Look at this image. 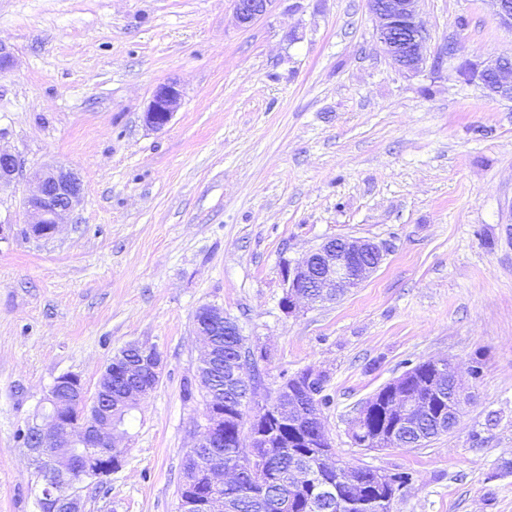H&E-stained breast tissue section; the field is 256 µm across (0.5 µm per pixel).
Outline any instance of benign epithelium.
<instances>
[{"label":"benign epithelium","instance_id":"benign-epithelium-1","mask_svg":"<svg viewBox=\"0 0 512 512\" xmlns=\"http://www.w3.org/2000/svg\"><path fill=\"white\" fill-rule=\"evenodd\" d=\"M238 22L247 26L266 14L274 0H233ZM419 0H366L374 26V37L382 46L394 67L407 74L423 69L427 61V34L421 20L417 3ZM500 24L512 31V0H487ZM466 68L480 77V85L489 94L512 101V55L498 56L479 63H466ZM182 91L175 83L159 86L144 112L146 125L161 130L171 121L181 104ZM20 169L15 154L0 148V187L13 181ZM32 190L23 202L29 234L36 239L54 236L80 204L82 183L71 171L62 168H42L31 174ZM385 251L382 246L368 240L348 237H332L325 240L301 260L284 267L283 280L285 295L288 296L286 311L292 313L302 301L311 303L334 301L348 289L354 288L367 279L382 263ZM196 334L203 339V350L199 360L212 361L219 352L212 330L230 327L231 321L224 309L216 305H204L196 311L194 318ZM135 357L123 360L121 369L128 385L123 389V399L130 405H138L154 389L146 386L142 377L147 375L159 380L162 374V355L157 347L144 343H132ZM225 366L231 372V380L247 389L254 397L262 386L255 377L254 368L246 365L242 358H232ZM316 374L304 371L285 377L262 406L276 414L288 411V422L296 427L311 426L317 442L322 448L332 447L325 430L322 414L315 399L314 381ZM403 377L390 382L389 393L394 396L402 419L395 423L379 447L397 449L404 447V432L413 427L419 416L420 402L402 392ZM112 391V365H107L98 380L93 405H87L86 391L79 375L66 373L57 377L49 388L45 402L50 405L47 413H40L39 420L29 424L36 433L39 447L27 452L36 456L41 446L50 445L68 451L92 448L93 458L76 470L71 479V488L57 493H44L48 512H80V485L91 480L98 484L107 483L117 472L114 464L122 460V453L116 446V425L106 417L103 410L105 399ZM438 395L448 404V420L443 431L450 433L457 427L463 406L468 402L469 393L454 381L448 392H443V383H438ZM224 427V411L218 402L210 403L205 423L200 426L196 442L188 455L187 470L203 469L211 494L200 498L189 494L180 498L178 512H223L224 502L219 491L226 484L228 470L224 466V452L216 448L219 430Z\"/></svg>","mask_w":512,"mask_h":512}]
</instances>
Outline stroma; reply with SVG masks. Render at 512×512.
Returning <instances> with one entry per match:
<instances>
[{"mask_svg":"<svg viewBox=\"0 0 512 512\" xmlns=\"http://www.w3.org/2000/svg\"><path fill=\"white\" fill-rule=\"evenodd\" d=\"M428 65L405 75L365 0H275L240 26L233 0H0V512H38L19 430L54 379L88 391L133 341L160 382L83 512H177L202 421L185 399L201 350L194 315L223 307L260 353L262 394L326 377L336 459L412 480L391 512H512V101L459 74L512 54L487 0H419ZM466 18L467 28L457 26ZM181 106L143 121L155 89ZM76 172L83 195L55 237H29L30 173ZM334 236L385 259L333 303L280 306L283 267ZM455 366L471 400L422 448L355 447L350 421L419 362ZM182 91L176 83L160 85L153 94L152 100L144 112L146 125L160 130L171 121L174 112L181 104Z\"/></svg>","mask_w":512,"mask_h":512,"instance_id":"35a3bbf8","label":"stroma"}]
</instances>
